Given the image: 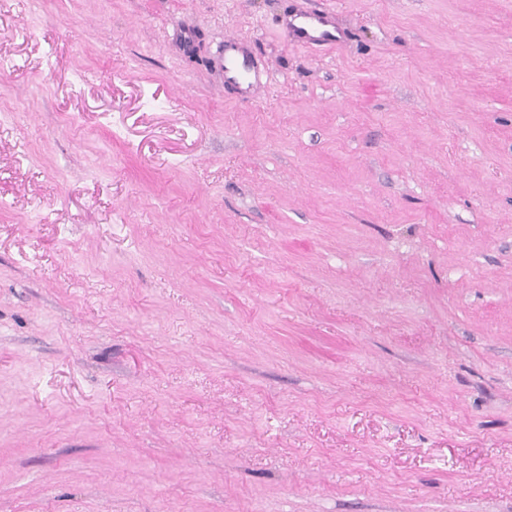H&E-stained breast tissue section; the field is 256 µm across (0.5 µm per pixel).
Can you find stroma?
<instances>
[{"instance_id":"stroma-1","label":"stroma","mask_w":512,"mask_h":512,"mask_svg":"<svg viewBox=\"0 0 512 512\" xmlns=\"http://www.w3.org/2000/svg\"><path fill=\"white\" fill-rule=\"evenodd\" d=\"M0 512H512V0H0ZM291 43L305 47H338L346 36L340 33L326 9H312L290 15L286 25ZM224 72L228 80L243 87V96L253 94L260 85L259 75L251 58L240 50L238 43L233 39L224 42Z\"/></svg>"}]
</instances>
